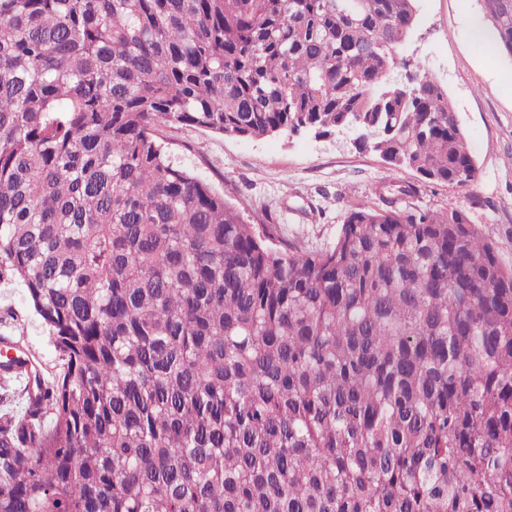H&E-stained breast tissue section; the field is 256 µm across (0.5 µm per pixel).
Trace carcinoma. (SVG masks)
Here are the masks:
<instances>
[{
	"label": "carcinoma",
	"instance_id": "cac0c4a2",
	"mask_svg": "<svg viewBox=\"0 0 512 512\" xmlns=\"http://www.w3.org/2000/svg\"><path fill=\"white\" fill-rule=\"evenodd\" d=\"M512 57V0H482ZM416 0H0V278L58 353L0 415V512H512V268L373 188L274 246L167 124L328 136L466 186Z\"/></svg>",
	"mask_w": 512,
	"mask_h": 512
}]
</instances>
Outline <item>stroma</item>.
Wrapping results in <instances>:
<instances>
[{
    "label": "stroma",
    "mask_w": 512,
    "mask_h": 512,
    "mask_svg": "<svg viewBox=\"0 0 512 512\" xmlns=\"http://www.w3.org/2000/svg\"><path fill=\"white\" fill-rule=\"evenodd\" d=\"M416 27L400 59L431 72L447 89L477 165L468 186H422V207L455 205L512 267V57L496 52L484 32L481 0H417ZM160 133L182 166L223 193L251 223L274 224L281 241L310 252L333 246L346 213L368 201L378 183L417 181L368 151L349 134L323 138L237 139L166 125ZM0 336L54 371L58 354L19 282L0 279Z\"/></svg>",
    "instance_id": "1"
}]
</instances>
